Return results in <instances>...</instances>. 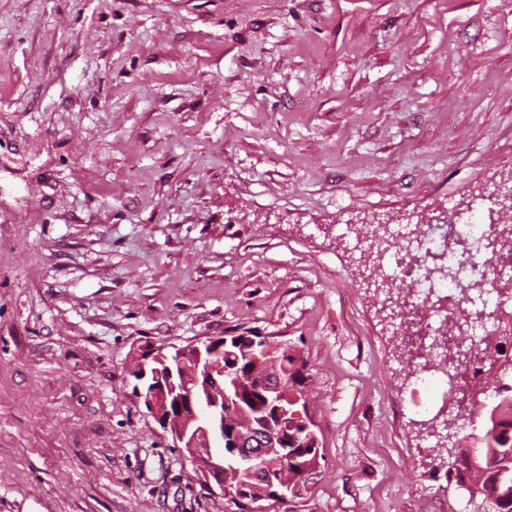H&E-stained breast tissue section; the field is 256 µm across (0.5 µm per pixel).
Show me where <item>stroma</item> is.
<instances>
[{
	"mask_svg": "<svg viewBox=\"0 0 512 512\" xmlns=\"http://www.w3.org/2000/svg\"><path fill=\"white\" fill-rule=\"evenodd\" d=\"M512 186V0H0V512H229L140 346H295L323 456L271 512H475L342 224Z\"/></svg>",
	"mask_w": 512,
	"mask_h": 512,
	"instance_id": "1",
	"label": "stroma"
}]
</instances>
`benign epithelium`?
Instances as JSON below:
<instances>
[{
	"instance_id": "benign-epithelium-1",
	"label": "benign epithelium",
	"mask_w": 512,
	"mask_h": 512,
	"mask_svg": "<svg viewBox=\"0 0 512 512\" xmlns=\"http://www.w3.org/2000/svg\"><path fill=\"white\" fill-rule=\"evenodd\" d=\"M387 319H399L402 326L415 329L413 341L420 343L425 334L419 309H409L401 302ZM247 344L256 351L255 367L248 378L224 366V346ZM269 338L252 333L227 336L221 340L197 341L165 353L147 349L138 353L134 372L144 383V402L150 413L171 440V447L185 448L202 480L214 492L235 500L243 512H266L262 504L268 489L277 479L265 467L273 457L288 455V437L283 427L288 418L306 427L304 446L313 457L304 479L319 468L318 440L313 424L297 405L302 397L293 390L288 371L280 368L279 359L267 347ZM465 338L456 340L454 362L448 370L443 360L435 367L448 375L453 394L469 396L470 380L461 379ZM447 457L442 466L456 471L462 458L460 443L442 445ZM233 461V469L224 458Z\"/></svg>"
}]
</instances>
